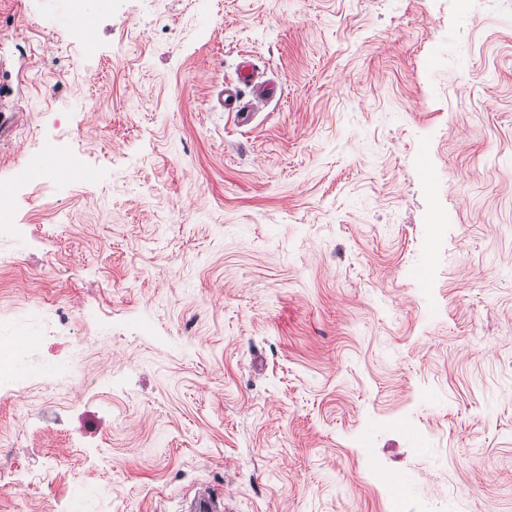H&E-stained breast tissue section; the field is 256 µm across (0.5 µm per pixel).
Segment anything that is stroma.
<instances>
[{"instance_id":"35a3bbf8","label":"stroma","mask_w":512,"mask_h":512,"mask_svg":"<svg viewBox=\"0 0 512 512\" xmlns=\"http://www.w3.org/2000/svg\"><path fill=\"white\" fill-rule=\"evenodd\" d=\"M70 26L0 0V325L52 324L0 397V512H180L202 485L224 512H391L377 465L404 512H512V0H112ZM245 57L278 92L239 127L218 93Z\"/></svg>"}]
</instances>
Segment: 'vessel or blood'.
<instances>
[{"label": "vessel or blood", "mask_w": 512, "mask_h": 512, "mask_svg": "<svg viewBox=\"0 0 512 512\" xmlns=\"http://www.w3.org/2000/svg\"><path fill=\"white\" fill-rule=\"evenodd\" d=\"M276 94V85L260 80L255 65L246 60L239 66L236 82L225 85L221 102L225 112L233 115L239 126L247 127L252 124L257 110Z\"/></svg>", "instance_id": "b4317fda"}]
</instances>
